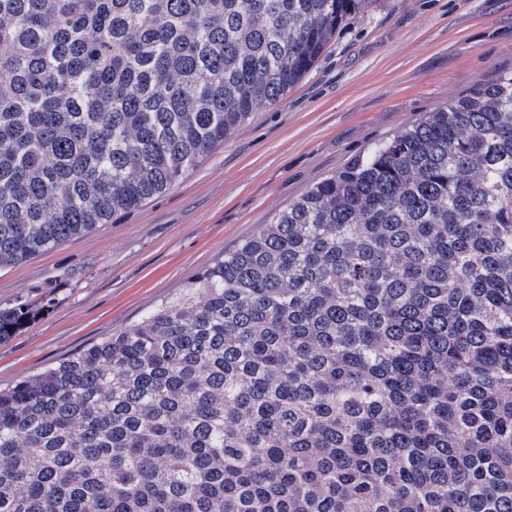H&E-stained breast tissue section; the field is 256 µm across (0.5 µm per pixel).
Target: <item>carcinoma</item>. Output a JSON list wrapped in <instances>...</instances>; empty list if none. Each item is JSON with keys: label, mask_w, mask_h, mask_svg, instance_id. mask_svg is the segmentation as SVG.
<instances>
[{"label": "carcinoma", "mask_w": 512, "mask_h": 512, "mask_svg": "<svg viewBox=\"0 0 512 512\" xmlns=\"http://www.w3.org/2000/svg\"><path fill=\"white\" fill-rule=\"evenodd\" d=\"M375 2L0 0V269L169 190ZM0 512H512V70L0 390Z\"/></svg>", "instance_id": "obj_1"}]
</instances>
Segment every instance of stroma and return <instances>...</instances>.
<instances>
[{
  "mask_svg": "<svg viewBox=\"0 0 512 512\" xmlns=\"http://www.w3.org/2000/svg\"><path fill=\"white\" fill-rule=\"evenodd\" d=\"M512 68V0H377L167 192L0 270V388L132 325L314 183ZM30 319V308L26 303L18 302L10 309H0V341L12 336Z\"/></svg>",
  "mask_w": 512,
  "mask_h": 512,
  "instance_id": "1",
  "label": "stroma"
}]
</instances>
